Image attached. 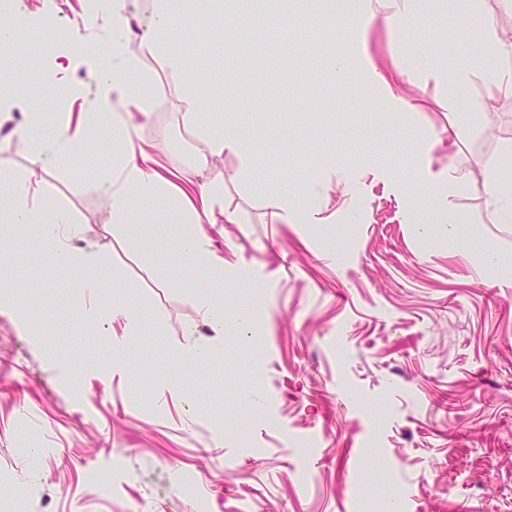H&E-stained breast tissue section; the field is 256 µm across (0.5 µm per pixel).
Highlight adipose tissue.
Instances as JSON below:
<instances>
[{
  "instance_id": "adipose-tissue-1",
  "label": "adipose tissue",
  "mask_w": 512,
  "mask_h": 512,
  "mask_svg": "<svg viewBox=\"0 0 512 512\" xmlns=\"http://www.w3.org/2000/svg\"><path fill=\"white\" fill-rule=\"evenodd\" d=\"M155 3L152 32L161 35L160 53L190 103L186 119L197 141L191 152L168 155L162 162L155 146L145 144L139 137V128L151 110L150 79L132 48L130 0H94L96 12L112 21L104 54L81 51L87 38L86 26L77 24L62 33L63 49L51 63L59 76L57 93L45 102L43 112L24 114L22 124L37 131L35 151L46 156L58 172L64 171L68 160L90 137L111 142L112 155L95 188L105 196L114 223L121 225L128 240H135L137 202L161 201L165 210L174 212L185 227L178 245L180 253L189 258L193 270L220 281L224 278V263L211 251L205 227L221 222L235 224L239 217L224 206L223 179L204 181L200 175L210 159L230 150L241 158L237 178L250 177L255 155L249 137L258 131L260 122L256 112L244 103L226 114L200 104L197 73L190 63L189 50L179 37L188 0ZM52 21L49 14L35 18L22 12L10 13L0 18V46L11 47L21 36L42 39L51 33ZM482 49L498 59V67L483 73L475 71L468 64L473 50L463 47L458 52L461 63L451 78L452 101L467 112L477 109L471 89L478 79L512 99V36L493 21H486ZM76 100L81 101L84 110L80 121L74 123L64 107ZM167 168L178 172L181 186H172L164 176ZM469 185L480 189L484 205L496 223L512 224V180L504 179L499 166L486 167L477 175L448 176L449 188ZM315 192L316 186L310 180H281L273 200L276 219L286 224L300 223ZM79 230L76 217L66 206L48 200L24 177L15 174L0 181V239L17 241L33 236L37 248L51 256L61 269L82 272V292L88 299L83 311L86 319L121 318L138 325L137 310L123 301H113L107 309L95 304L106 271L105 259L96 250L74 247Z\"/></svg>"
}]
</instances>
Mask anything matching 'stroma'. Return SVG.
Returning <instances> with one entry per match:
<instances>
[{"label":"stroma","instance_id":"obj_1","mask_svg":"<svg viewBox=\"0 0 512 512\" xmlns=\"http://www.w3.org/2000/svg\"><path fill=\"white\" fill-rule=\"evenodd\" d=\"M473 2L470 12L450 2L391 24L370 0V16L351 29L321 30L356 60L348 87L304 18L293 24L290 64L265 36L251 45L272 58L264 71L198 68L202 100L229 86L255 112L288 119L286 138L255 146L266 192L224 188L241 221L209 231L224 259L220 283L188 273L180 226L161 202L140 201L139 242L118 232L92 188L109 146L89 141L57 174L11 140L23 112L57 88L44 74L50 52L36 45L12 57L23 108L0 125L11 141L0 173L25 175L74 211L79 246L108 262L99 306L120 297L141 317L134 332L88 323L80 279L31 242L0 251V271L33 311L26 331L0 312V474L27 512H197L177 491L188 472L207 512H353L355 490L377 495L385 469L405 487L409 512H512V224L494 223L471 188L450 210L434 201L449 171H478L512 143V100L479 80L478 116L450 99L456 45L481 38L487 16L512 33V0ZM153 7L139 0L131 16L153 100L140 135L183 150L193 141L188 106L143 39ZM420 41L439 70L402 83ZM284 176L321 191L298 224L272 218L270 191ZM452 211L462 219L454 241L440 232ZM486 247L510 265L478 264ZM159 251L184 277L154 264ZM200 284L229 318L258 300L251 334H217L195 304ZM195 341L221 348L206 367L192 361ZM102 475L117 494L102 495Z\"/></svg>","mask_w":512,"mask_h":512}]
</instances>
